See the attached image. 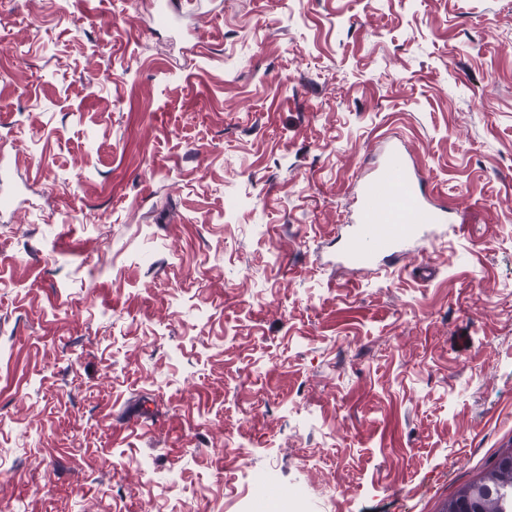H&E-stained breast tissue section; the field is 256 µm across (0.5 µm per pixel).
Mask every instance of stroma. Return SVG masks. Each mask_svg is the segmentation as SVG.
Segmentation results:
<instances>
[{"mask_svg": "<svg viewBox=\"0 0 512 512\" xmlns=\"http://www.w3.org/2000/svg\"><path fill=\"white\" fill-rule=\"evenodd\" d=\"M394 141L454 227L338 265ZM0 160V512H440L512 448V0H0Z\"/></svg>", "mask_w": 512, "mask_h": 512, "instance_id": "35a3bbf8", "label": "stroma"}]
</instances>
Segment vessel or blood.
Listing matches in <instances>:
<instances>
[{
  "instance_id": "obj_1",
  "label": "vessel or blood",
  "mask_w": 512,
  "mask_h": 512,
  "mask_svg": "<svg viewBox=\"0 0 512 512\" xmlns=\"http://www.w3.org/2000/svg\"><path fill=\"white\" fill-rule=\"evenodd\" d=\"M445 222L444 210L430 204L403 152L390 147L361 186L338 260L368 268L403 258L410 244L435 240Z\"/></svg>"
}]
</instances>
